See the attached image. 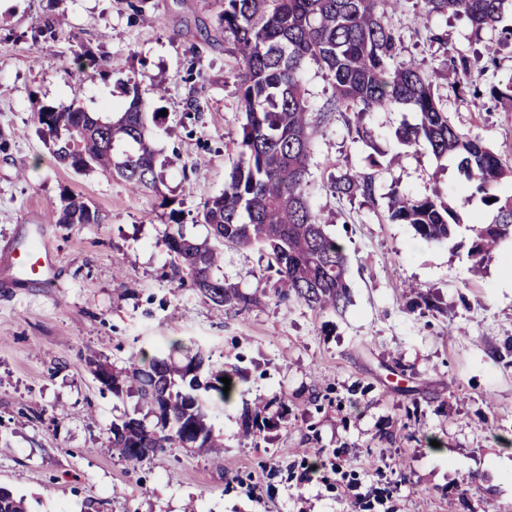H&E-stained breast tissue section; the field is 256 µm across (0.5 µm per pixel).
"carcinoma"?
I'll return each mask as SVG.
<instances>
[{
	"instance_id": "obj_1",
	"label": "carcinoma",
	"mask_w": 512,
	"mask_h": 512,
	"mask_svg": "<svg viewBox=\"0 0 512 512\" xmlns=\"http://www.w3.org/2000/svg\"><path fill=\"white\" fill-rule=\"evenodd\" d=\"M395 0H224L219 26L234 45L237 59V101L242 114L236 142L238 159L224 191L207 199L197 214L209 229L210 240L186 236L179 212L167 247L178 272L215 306L246 309L258 297L241 293L215 276L224 262L223 248L257 247L267 252L269 266L284 286L283 297L307 307L338 310L350 303L343 246L325 231L309 202L312 147L322 128L335 116L344 119L359 137L367 135L364 119L393 104L412 106L420 122L397 132L410 147L428 146L444 167L458 159L467 191L496 212L494 222L474 229L470 247L474 272L482 271L499 245L512 240V194L500 187L512 179V160L492 151L478 137L461 133L451 122L434 87L437 71L399 60V40L391 22ZM512 0H424L420 28L429 41L443 42L432 29L434 14L464 16L473 28L494 29ZM324 70L333 96L321 112L309 111L303 74L309 63ZM460 75V87L474 108L484 92L474 78L468 56H450ZM128 105L105 120L80 107L44 109L42 129L52 136L56 160L76 172L110 170L136 190L156 188L147 122L148 102L141 82H123ZM119 145L125 150L116 152ZM377 172L330 177L329 190L338 196L360 194L374 199ZM387 219L410 224L427 241L449 238L455 212L439 194L413 196L394 192ZM98 215L82 197L69 193L58 224H95ZM185 344L175 341L169 352L146 360L131 353L128 365L117 370L101 358L89 360L102 388L118 399L135 396L133 413L109 428V442L118 456L141 462L179 445L206 453L224 444V432L214 411L237 396L245 434L255 435L288 414V398L264 404L247 398L234 367H215L202 351L178 365L173 354ZM231 379L224 392L221 378ZM0 512H29L25 499L0 486Z\"/></svg>"
}]
</instances>
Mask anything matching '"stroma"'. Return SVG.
<instances>
[{"instance_id":"1","label":"stroma","mask_w":512,"mask_h":512,"mask_svg":"<svg viewBox=\"0 0 512 512\" xmlns=\"http://www.w3.org/2000/svg\"><path fill=\"white\" fill-rule=\"evenodd\" d=\"M222 0H0V486L30 512H512V286L502 282L512 241L481 275L468 248L495 213L462 203L456 160L445 169L395 132L407 107L367 115L366 139L333 119L315 142L310 204L347 257L351 303L342 312L278 300L277 275L258 249L224 250L227 284L257 296L245 310L216 307L173 276L165 244L170 210L188 235L224 190L237 160L241 114L233 46L217 28ZM421 0H398L400 58L440 73L435 90L451 122L512 159V112L486 98L475 112L451 54L495 59L482 86L512 82V47L492 29L436 15L447 47L420 37ZM65 15L55 37L39 18ZM165 90L154 100L157 189L57 163L38 122L70 105L111 114L123 80ZM204 107L187 119L191 99ZM380 165L375 200L339 197L330 175ZM440 190L457 215L452 237L425 241L387 220L393 191ZM99 221L55 224L65 193ZM48 247L49 283H14L11 247ZM175 340L214 365L237 366L249 398L284 396L288 415L245 435L236 402L217 422L224 445L201 455L165 449L138 464L113 454L108 430L133 411L94 378L88 359L124 366Z\"/></svg>"}]
</instances>
